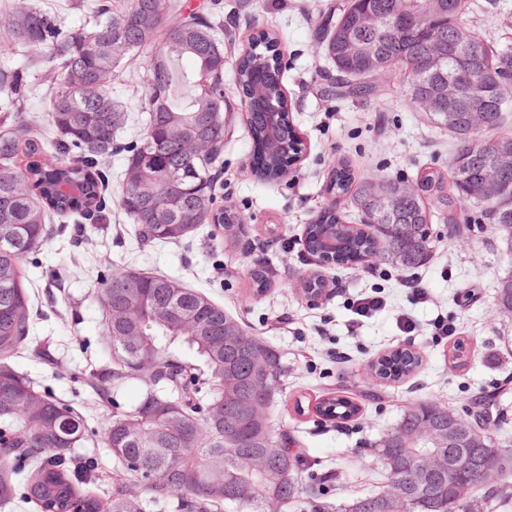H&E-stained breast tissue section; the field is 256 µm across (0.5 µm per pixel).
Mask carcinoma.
Here are the masks:
<instances>
[{
	"instance_id": "cac0c4a2",
	"label": "carcinoma",
	"mask_w": 512,
	"mask_h": 512,
	"mask_svg": "<svg viewBox=\"0 0 512 512\" xmlns=\"http://www.w3.org/2000/svg\"><path fill=\"white\" fill-rule=\"evenodd\" d=\"M92 24L63 28L58 16L20 0L0 17L11 41L0 53L19 49L25 59L0 73L4 112H22L30 74L48 48L59 71L50 91L51 123L44 143L29 121L0 132V504L33 503L39 512H278L298 504L302 512H489L512 499V464L480 497L459 495L480 463L484 448H511L499 409L485 396L464 400L462 411L436 399L403 407L395 427L371 452L389 475L383 489L342 495L336 505L303 491L306 459L278 435L270 412L284 398L288 365L247 332L224 307L179 280L135 269L100 278L104 336L112 365L94 376L102 402L112 405L103 441L115 460L106 498L92 494L98 477L92 459L76 464L74 450L89 436L84 417L67 401L16 371L12 359L29 338L31 297L24 261L49 237L53 217L101 222L108 180L101 161L128 120L112 99L106 79L133 53L160 44L149 56L141 110L146 127L128 148L122 172L121 208L137 226L140 245L181 242L202 224L230 231L237 217L215 207L211 165L224 150V113L232 91L224 87V37L220 28L178 14L177 0H112L90 5ZM469 0H349L336 24L319 38L345 96L367 98L375 79L403 72L412 106L448 129L457 141L449 172L420 185L399 178L366 179L352 186L350 170L332 168L330 190L354 191L365 228L342 221L335 207L307 225L305 246L320 260L367 265L385 261L413 268L430 251L432 210L448 224L477 205L512 248V168L495 166L497 150L512 146L501 130L512 123V50H495L463 21ZM191 58L195 71L180 62ZM280 42L268 33L251 38L236 63V91L247 101V124L265 178L285 174L303 150L288 118L280 65ZM458 98L448 121V82ZM486 120L470 122L476 105ZM69 183L77 195H62ZM497 310L512 315V275L501 279ZM421 362L416 349L398 346L372 362L374 376L397 381ZM135 382L140 401L127 408L110 392ZM326 420L346 423L361 408L339 395L314 406ZM463 437L448 439V423ZM468 465L448 478V454ZM142 483L136 496L128 481Z\"/></svg>"
}]
</instances>
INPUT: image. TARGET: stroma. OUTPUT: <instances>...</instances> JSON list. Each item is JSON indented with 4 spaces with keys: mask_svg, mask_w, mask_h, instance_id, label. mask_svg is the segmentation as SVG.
<instances>
[{
    "mask_svg": "<svg viewBox=\"0 0 512 512\" xmlns=\"http://www.w3.org/2000/svg\"><path fill=\"white\" fill-rule=\"evenodd\" d=\"M179 2L183 12L223 26L228 87L233 84L231 63L249 39L262 29L279 33L288 115L303 151L287 176L259 180L246 111L241 99L233 98L224 152L213 171L218 206L241 220L236 242H228L218 225L204 224L181 243L140 248L136 226L117 199L126 150L146 126L147 115L140 110L148 80L146 52L112 76V96L127 109L129 120L106 160L114 197L108 219L67 224L33 254L27 266L32 335L48 342L54 360L39 359L27 347L13 360L17 371L70 401L86 418L91 434L82 452L98 460L97 494L109 490L114 461L101 441L108 408L85 379L111 360L102 341L97 288L100 276L115 269L181 280L223 305L282 354L290 404L275 408L273 428L287 432L310 460L306 483L336 472V483L323 486L328 502H335L340 487L354 495L386 484L368 448L396 424L407 403L433 398L457 407L466 396L491 391L512 426V316L496 310L497 285L512 274V251L482 208L471 207L467 224L454 236L446 223L433 219L429 256L411 270L388 263H325L304 248L306 224L327 206H335L350 223L359 221L349 197L328 190L334 166L345 165L358 180L384 176L416 182L429 174L447 175L455 151L448 131L414 110L402 75L380 78L366 100L334 94L336 72L320 53L316 33L347 0ZM466 21L481 40L512 48V0H472ZM261 265L270 282L259 293L251 276ZM408 276L427 289L428 301L411 297L403 285ZM363 294L379 296L385 305L356 328L354 302ZM402 314L412 320V332L402 331L397 321ZM441 319L455 326L466 344L463 364L453 362L448 342L432 338ZM398 345L420 349V367L398 383L375 380L370 363ZM336 394L361 406L359 418L336 425L315 414L319 398Z\"/></svg>",
    "mask_w": 512,
    "mask_h": 512,
    "instance_id": "stroma-1",
    "label": "stroma"
}]
</instances>
